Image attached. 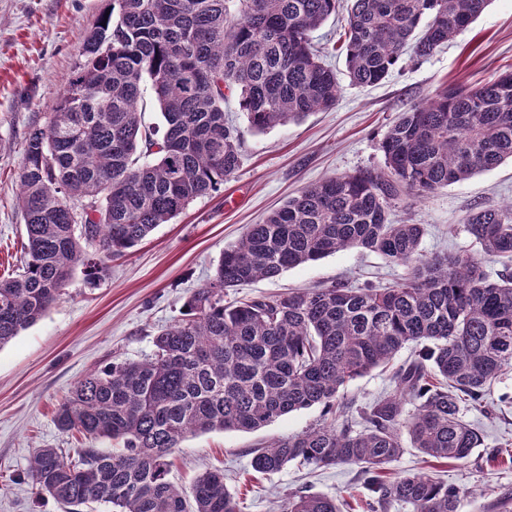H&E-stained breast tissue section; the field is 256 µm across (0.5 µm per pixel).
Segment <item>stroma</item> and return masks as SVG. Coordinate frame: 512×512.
<instances>
[{
  "mask_svg": "<svg viewBox=\"0 0 512 512\" xmlns=\"http://www.w3.org/2000/svg\"><path fill=\"white\" fill-rule=\"evenodd\" d=\"M105 0H0V276L17 272L25 227L17 207L24 134L46 124L81 62L83 42ZM343 33L329 18L314 33L324 62L335 69L340 92L327 112L259 133L237 97L224 109L241 134L238 172L212 195L197 199L156 229L131 253L109 262L89 284L75 272L61 299L34 325L0 348V512H65L39 496L24 472L34 449L73 448L78 436L54 423L58 403L87 373L119 361L149 357L158 330L180 318L186 299L213 277L225 247L246 225L258 224L288 197L330 176L384 165L380 141L411 105L425 102L449 84H484L512 70V0H492L486 10L431 56L404 60L381 83H351L344 55L334 52ZM512 200V163L475 174L424 198L404 197L396 220L422 224L424 255L461 249L478 252L466 231L474 206L500 207ZM406 270L382 256L350 249L255 281L240 293L273 295L349 277L354 284L398 281ZM510 403H502V396ZM463 417L482 443L464 462L437 463L408 447L387 471L433 474L459 488L460 512H493L512 497V465L489 460L492 449L512 451V369L493 383L484 410L464 408ZM324 419L321 406L294 411L262 429L210 432L188 437L172 456L171 482L190 488L206 470L222 469L243 512H280L284 497L306 489L347 500L351 512H366L370 493L357 469H314L293 463L270 475L253 472L247 451L258 443L297 435Z\"/></svg>",
  "mask_w": 512,
  "mask_h": 512,
  "instance_id": "obj_1",
  "label": "stroma"
}]
</instances>
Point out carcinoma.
<instances>
[{"mask_svg":"<svg viewBox=\"0 0 512 512\" xmlns=\"http://www.w3.org/2000/svg\"><path fill=\"white\" fill-rule=\"evenodd\" d=\"M341 0H109L86 36L77 77L44 126L24 141L18 207L21 271L0 278V348L39 321L77 269L91 284L158 225L218 191L241 165L224 102L238 96L263 132L335 107L336 73L311 33ZM340 49L351 82L373 86L407 53L424 59L468 28L491 0H349ZM158 104L162 138L141 131L144 92ZM384 167L303 187L224 249L206 287L153 339L141 361L113 362L79 379L57 406L63 433L90 445L37 448L27 476L41 494L81 512H242L207 470L192 500L168 480L170 456L190 435L254 431L321 405L330 417L299 435L249 450L252 470L293 461L358 468L369 512H459L460 494L427 473L391 478L385 466L412 447L465 461L481 442L461 405L482 406L512 367V201L475 208L466 228L481 254L426 257L421 224H397L402 196L425 197L512 161V71L453 84L402 113L380 141ZM348 249L406 268L385 286H327L270 296L230 293L259 278ZM501 263L490 275L486 261ZM393 389L356 409L341 391L390 365L408 345ZM414 411L405 412V405ZM110 440L107 451L95 442ZM281 512H341L336 497L288 494Z\"/></svg>","mask_w":512,"mask_h":512,"instance_id":"cac0c4a2","label":"carcinoma"}]
</instances>
